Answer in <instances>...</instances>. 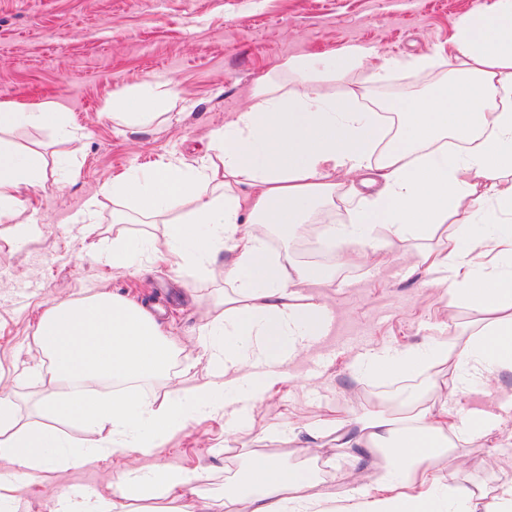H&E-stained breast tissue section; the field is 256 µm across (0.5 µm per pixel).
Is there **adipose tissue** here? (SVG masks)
<instances>
[{
	"label": "adipose tissue",
	"instance_id": "adipose-tissue-1",
	"mask_svg": "<svg viewBox=\"0 0 512 512\" xmlns=\"http://www.w3.org/2000/svg\"><path fill=\"white\" fill-rule=\"evenodd\" d=\"M451 80L380 114L358 104L357 91L337 96L327 78L375 62L374 80L401 70L418 74L427 56L376 58L374 50L345 46L328 58L300 56L273 65L296 83L259 80L255 103L210 131L207 157L194 172L174 163L109 183L117 204L112 263L132 268L123 230L130 217L120 206L137 202L148 224L163 225L166 263L173 274L230 254L224 281L230 293L205 325L209 335L195 358L180 349L148 304L110 293L53 302L34 333L38 357L31 367L46 377L36 420L17 415L11 395H0V512L46 473L79 470L115 455L151 458V465L122 472L107 496L70 492L52 512H130L132 502H155L154 512H194L192 502L208 477L159 456L165 440L197 416L220 414L225 432L242 433L243 404L261 401L287 378L286 367L308 353L335 321L320 290L332 268L311 267L267 248L279 227L307 224L317 207L344 201L346 224H327L324 235L351 253L373 248L378 230L404 238L435 235L455 219L445 248L425 249L421 263L433 283L448 286L475 313L476 329L463 344L440 341L406 350L375 349L362 366L379 375L431 374L453 369L445 399L417 401L403 418L375 409L334 416L290 441L309 448L332 438L345 458L381 456L377 479L361 493H325L304 465L265 453L253 455L245 473L224 483L204 512H512V481L490 501L452 498L436 484L435 461L453 460L458 443L487 438L504 420L492 404L463 407L473 390L489 399L512 374V233L473 237L470 227L486 203L512 216V0H492L462 16L448 51ZM117 120L149 126L160 117L150 92L113 101ZM19 124L64 131L66 114L54 101L29 107L0 105V218L24 231V190L39 186L45 171L32 152L1 134ZM360 179L369 194H341V180ZM190 204L187 219L167 212ZM206 362L208 380L191 390H165L143 400L137 383L175 381ZM67 420L84 432L63 445L55 425Z\"/></svg>",
	"mask_w": 512,
	"mask_h": 512
}]
</instances>
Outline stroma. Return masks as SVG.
<instances>
[{"label": "stroma", "instance_id": "obj_1", "mask_svg": "<svg viewBox=\"0 0 512 512\" xmlns=\"http://www.w3.org/2000/svg\"><path fill=\"white\" fill-rule=\"evenodd\" d=\"M473 8L472 0H0V103L59 102L69 128L61 135L20 125L6 133L17 147L40 155L47 180L27 195L26 213L34 220L27 234L0 221V391L13 393L21 415L31 417L44 389L30 372L39 316L55 300H81L101 290L160 307L184 356L195 357L199 329L225 289L228 253L178 277L161 265L145 277L112 267L113 204L102 185L151 171L160 161L200 167L207 134L251 105L257 80L273 62L349 44L385 57L435 56ZM444 75L438 66L414 81L396 72L375 83L362 67L329 89L341 95L353 88L365 102H380L420 95ZM148 83L173 90L163 105L170 121L150 130L115 124L114 94ZM71 169L78 179L63 183ZM376 246V252L345 259L325 288L333 328L313 354L289 365L284 385L250 410L248 430L239 436L238 470L261 451L306 461L322 488L363 489L380 457L353 465L333 458L330 447L285 442L289 428L360 414L385 400L384 379L353 371L359 354L427 345L442 338L448 317L472 320L424 274L416 240L384 234ZM222 426L219 419L197 418L162 452L172 465L207 468L202 489L208 495L225 480V458L212 452ZM456 455V466L436 465L437 484L455 496L495 494L512 480V421ZM133 465L116 456L52 473L22 493L17 512H49L54 495L74 490L109 494L113 475Z\"/></svg>", "mask_w": 512, "mask_h": 512}]
</instances>
